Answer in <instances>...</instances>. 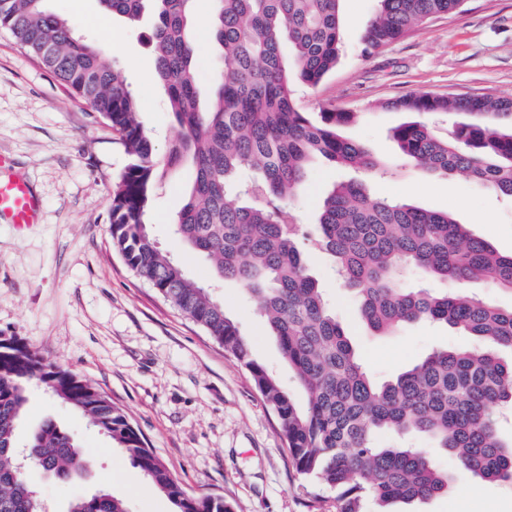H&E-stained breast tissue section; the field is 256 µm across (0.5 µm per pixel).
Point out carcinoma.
<instances>
[{"label":"carcinoma","instance_id":"cac0c4a2","mask_svg":"<svg viewBox=\"0 0 512 512\" xmlns=\"http://www.w3.org/2000/svg\"><path fill=\"white\" fill-rule=\"evenodd\" d=\"M45 0H0V28L54 72L119 136L129 161L112 188V245L127 266L202 326L249 372L277 417L297 471L336 491V512H393L448 490L452 475L512 480V440L498 433L512 408V310L459 296L446 284L482 279L512 289V255L474 238L449 212L428 211L370 193L363 180L340 182L324 196L318 222L290 207L311 164L387 177L393 167L342 135L356 113L323 108L313 120L292 97L294 83L316 87L341 55L342 0H208L212 42L224 54V79L209 107L200 104L191 20L201 0H100L132 23L152 5L156 74L168 97L177 137L164 157L140 120L138 99L122 75L102 63V48L48 12ZM363 52H382L428 20L461 11L463 0H378ZM415 119L392 130L402 159L437 177L463 174L512 199V98L410 94L385 103ZM460 115L440 134L426 117ZM191 160L195 179L173 221L178 244L208 260L221 280L249 294L306 394L299 404L259 363L239 324L209 289L191 281L155 242L152 195L168 172ZM249 177L242 179V172ZM329 253L357 309L380 333L421 321L442 322L469 342L438 347L421 362L377 384L310 274L300 242ZM414 265L441 288H402ZM40 383L84 415L133 459L151 489L176 512H234L211 495L188 493L126 414L74 374L44 361L16 337L0 342V512H41L39 497L16 467L15 436L26 390ZM418 433L452 458L453 473L419 448L382 447L381 434ZM34 464L71 479L92 459L52 420L30 435ZM67 512H126L122 495L105 490L73 498Z\"/></svg>","mask_w":512,"mask_h":512}]
</instances>
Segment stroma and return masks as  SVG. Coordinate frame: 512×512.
Listing matches in <instances>:
<instances>
[{
	"label": "stroma",
	"instance_id": "1",
	"mask_svg": "<svg viewBox=\"0 0 512 512\" xmlns=\"http://www.w3.org/2000/svg\"><path fill=\"white\" fill-rule=\"evenodd\" d=\"M45 7L105 47L106 63L120 69L139 96L140 119L153 133L157 151L165 152L177 129L148 41L152 15L133 24L106 14L99 0H46ZM377 10V0H343L340 60L319 86L295 84L299 109L313 118L325 104L357 112L344 135L396 169L393 176L371 180L375 196L453 213L471 235L511 255L512 203L493 190L475 188L462 175L441 178L404 164L390 131L409 116L383 104L418 92L512 96V0H466L464 13L435 18L367 58L361 54L362 37ZM211 23L207 10L192 19L205 98L224 73L209 38ZM113 41L120 49L111 53L107 46ZM0 153L11 158L42 202L39 224L27 231L0 221V337H20L46 361L89 381L129 416L189 491L222 496L235 512H336L335 491L320 489L291 463L278 420L244 366L139 278L113 247L110 198L128 163L125 149L97 112L5 30H0ZM346 177L330 164L313 165L292 207L315 222L325 193ZM193 178L192 165L184 164L157 191L152 234L189 278L214 287L255 357L304 400L245 290L232 280L217 281L204 257L173 240L171 223ZM305 253L375 379L397 376L434 346L463 343L457 329L444 326L407 325L391 335L370 331L331 257L310 246ZM27 397L19 443L53 420L73 432L92 457L88 472L67 482L28 468L47 512H66L72 498L105 488L120 492L129 512H174L170 500L151 490L141 470L87 418L42 388H29ZM413 509L512 512V483L456 478L445 493Z\"/></svg>",
	"mask_w": 512,
	"mask_h": 512
}]
</instances>
